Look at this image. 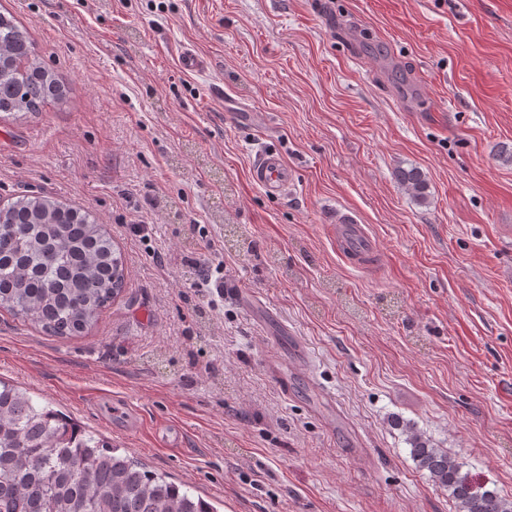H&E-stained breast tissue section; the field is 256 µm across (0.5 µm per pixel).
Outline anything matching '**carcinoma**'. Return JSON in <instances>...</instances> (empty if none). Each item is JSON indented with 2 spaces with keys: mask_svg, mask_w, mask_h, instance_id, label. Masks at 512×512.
<instances>
[{
  "mask_svg": "<svg viewBox=\"0 0 512 512\" xmlns=\"http://www.w3.org/2000/svg\"><path fill=\"white\" fill-rule=\"evenodd\" d=\"M61 94L27 31L0 13V112L32 115ZM398 177L413 197L427 201L418 168ZM124 282L122 255L89 212L41 194L0 204V307L54 336H77L97 323ZM410 454L448 491L456 512H512V503L476 485L445 450L415 438ZM0 512L217 510L0 379Z\"/></svg>",
  "mask_w": 512,
  "mask_h": 512,
  "instance_id": "cac0c4a2",
  "label": "carcinoma"
}]
</instances>
